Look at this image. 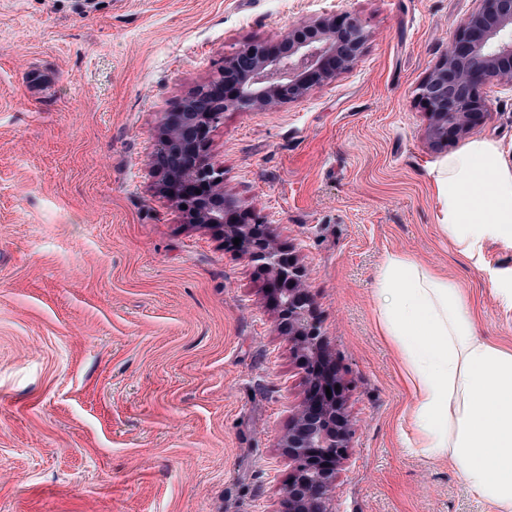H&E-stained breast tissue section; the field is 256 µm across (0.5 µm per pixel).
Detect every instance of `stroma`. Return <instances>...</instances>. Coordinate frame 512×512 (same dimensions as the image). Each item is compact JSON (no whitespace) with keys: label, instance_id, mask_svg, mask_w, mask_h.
Here are the masks:
<instances>
[{"label":"stroma","instance_id":"1","mask_svg":"<svg viewBox=\"0 0 512 512\" xmlns=\"http://www.w3.org/2000/svg\"><path fill=\"white\" fill-rule=\"evenodd\" d=\"M474 0H0V512H277L307 384L270 275L162 194V120L246 42L345 12L351 67L273 111H228L208 153L228 200L307 272L352 423L333 512H496L405 448L411 402L376 324L409 254L512 348V249L438 229L416 89ZM472 137L512 160V87Z\"/></svg>","mask_w":512,"mask_h":512}]
</instances>
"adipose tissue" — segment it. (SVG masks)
Instances as JSON below:
<instances>
[{"label":"adipose tissue","mask_w":512,"mask_h":512,"mask_svg":"<svg viewBox=\"0 0 512 512\" xmlns=\"http://www.w3.org/2000/svg\"><path fill=\"white\" fill-rule=\"evenodd\" d=\"M430 174L436 223L459 254L512 248V162L500 144L471 140ZM375 292L412 398L408 448L449 460L474 494L512 512V349L480 337L464 290L411 255L387 254Z\"/></svg>","instance_id":"adipose-tissue-1"}]
</instances>
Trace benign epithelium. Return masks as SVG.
I'll return each mask as SVG.
<instances>
[{
  "label": "benign epithelium",
  "instance_id": "obj_1",
  "mask_svg": "<svg viewBox=\"0 0 512 512\" xmlns=\"http://www.w3.org/2000/svg\"><path fill=\"white\" fill-rule=\"evenodd\" d=\"M475 2L418 87L434 146L466 136L481 121L486 104L480 85H512V0ZM365 41L362 25L345 14L303 21L275 45L246 42L224 59L213 80L164 118L158 159L164 161L167 192L178 188L182 197L195 199L197 223L224 227L241 239L239 247L250 261L268 270L279 309L276 331L303 354L308 390L292 409L280 442L292 468L278 512H333L332 493L348 456L352 424L342 390L335 389L338 375L323 348L306 272L280 252L268 225L242 223L225 208L224 169L206 154V141L227 111L273 110L336 78ZM202 188L204 194L194 198Z\"/></svg>",
  "mask_w": 512,
  "mask_h": 512
}]
</instances>
